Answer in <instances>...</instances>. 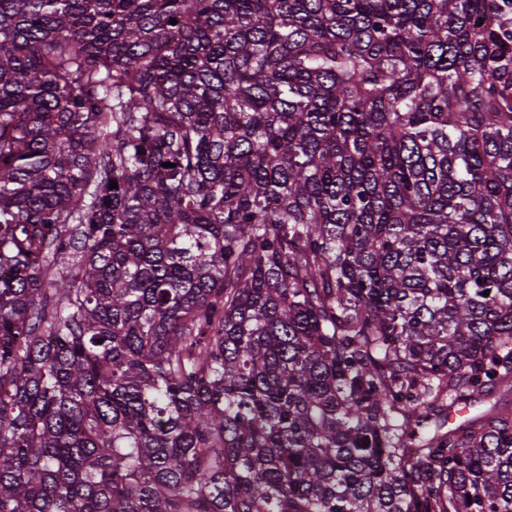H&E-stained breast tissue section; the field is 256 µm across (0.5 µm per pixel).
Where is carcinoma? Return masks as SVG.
<instances>
[{"mask_svg": "<svg viewBox=\"0 0 512 512\" xmlns=\"http://www.w3.org/2000/svg\"><path fill=\"white\" fill-rule=\"evenodd\" d=\"M496 389L512 0H0V512H512Z\"/></svg>", "mask_w": 512, "mask_h": 512, "instance_id": "cac0c4a2", "label": "carcinoma"}]
</instances>
